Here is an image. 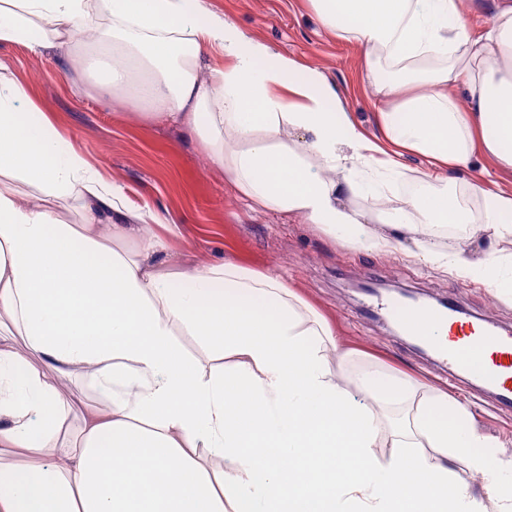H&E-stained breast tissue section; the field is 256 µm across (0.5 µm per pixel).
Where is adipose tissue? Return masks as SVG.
Listing matches in <instances>:
<instances>
[{
    "mask_svg": "<svg viewBox=\"0 0 512 512\" xmlns=\"http://www.w3.org/2000/svg\"><path fill=\"white\" fill-rule=\"evenodd\" d=\"M203 2L0 0V42L35 56L69 46L99 95L183 128L253 206L370 253L392 248L377 230L390 225L417 237L425 263L512 300V254L476 260L422 236L471 224L512 243V186L476 177L448 188L477 153L483 176L512 179V0H488L478 35L461 0H310L361 50L383 98L379 144L322 70ZM209 51L223 68L203 69ZM406 151L434 181L393 201ZM358 198L386 204L371 216ZM54 200L74 203L82 222L61 220ZM161 221L130 208L0 65V330L25 344L0 347V512H512V459L475 432L464 404L428 400L382 459L376 407L404 400L411 381L373 369L339 381L333 331L283 278L230 260L172 268L167 241L143 233ZM35 355L90 370L107 408L75 412ZM205 449L223 471L208 473ZM453 460L482 475L484 499Z\"/></svg>",
    "mask_w": 512,
    "mask_h": 512,
    "instance_id": "1",
    "label": "adipose tissue"
}]
</instances>
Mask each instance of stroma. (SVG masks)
<instances>
[{
    "label": "stroma",
    "instance_id": "1",
    "mask_svg": "<svg viewBox=\"0 0 512 512\" xmlns=\"http://www.w3.org/2000/svg\"><path fill=\"white\" fill-rule=\"evenodd\" d=\"M254 36L298 62L321 69L346 98L354 121L377 137V96L360 69V49L322 26L309 0H205ZM0 64L26 84L39 107L69 135L100 173L120 183L129 202L159 212L163 223L147 233L164 237L184 263L233 260L284 275L293 289L332 324L340 349L329 352L332 368L355 372L376 367L404 373L418 394L437 391L468 404L477 432L494 440L501 457L512 456V408L463 379L427 350L417 349L372 314L364 281L378 280L422 296L447 298L465 312L512 329V302L475 279L426 265L412 237L398 235L386 253H365L335 241L313 224L283 213L254 209L224 184V172L205 150L173 125L152 123L117 99L77 94V79L63 49L35 57L22 46L0 44ZM46 376L76 406L106 408L86 371Z\"/></svg>",
    "mask_w": 512,
    "mask_h": 512
}]
</instances>
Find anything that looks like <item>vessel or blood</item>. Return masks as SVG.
<instances>
[{
  "label": "vessel or blood",
  "instance_id": "1",
  "mask_svg": "<svg viewBox=\"0 0 512 512\" xmlns=\"http://www.w3.org/2000/svg\"><path fill=\"white\" fill-rule=\"evenodd\" d=\"M368 307L429 346L450 373L469 376L512 405L511 332L487 320L470 321L452 304L426 306L408 298L374 297Z\"/></svg>",
  "mask_w": 512,
  "mask_h": 512
}]
</instances>
